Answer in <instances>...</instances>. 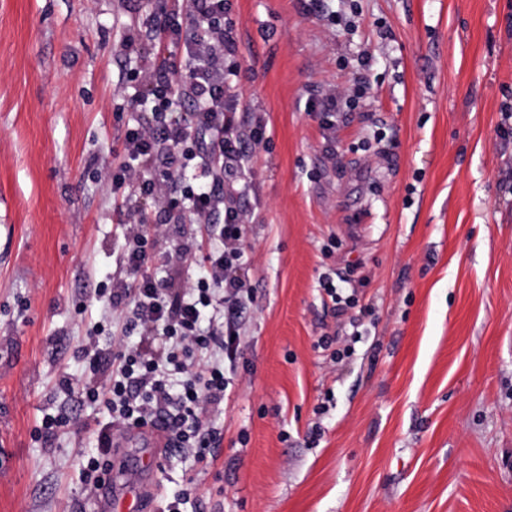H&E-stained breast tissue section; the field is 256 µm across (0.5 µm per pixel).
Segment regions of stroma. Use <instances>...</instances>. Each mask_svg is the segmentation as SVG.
<instances>
[{"label":"stroma","mask_w":512,"mask_h":512,"mask_svg":"<svg viewBox=\"0 0 512 512\" xmlns=\"http://www.w3.org/2000/svg\"><path fill=\"white\" fill-rule=\"evenodd\" d=\"M154 0H0V512H99L62 379L107 312L124 217L123 38ZM250 160L242 358L210 461L153 512H512V0H229ZM367 82L332 130L306 108ZM364 280L339 311L325 275ZM361 317L331 360L323 335Z\"/></svg>","instance_id":"35a3bbf8"}]
</instances>
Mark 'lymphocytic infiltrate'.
I'll list each match as a JSON object with an SVG mask.
<instances>
[{"label":"lymphocytic infiltrate","instance_id":"obj_1","mask_svg":"<svg viewBox=\"0 0 512 512\" xmlns=\"http://www.w3.org/2000/svg\"><path fill=\"white\" fill-rule=\"evenodd\" d=\"M158 0L147 22L160 40L180 48L165 65L135 57L131 111L147 113L124 130V160L105 179L122 195L126 216L120 265L123 278L100 286L112 309L111 356L96 341L83 349L93 377L75 389L79 403L98 404L108 422L95 431V453L85 482L99 490L112 467V432L157 425L174 448L212 457L222 430L213 415L224 401L240 353V316L253 299L248 280L252 245L245 200L253 188L245 166L249 149L263 142L261 117L241 113L224 68L235 51L225 0ZM187 100V113L174 111ZM153 207L159 220L149 222ZM188 214L202 230L187 243L171 239L173 212ZM222 214L219 228L211 218ZM160 262L163 277L151 271ZM195 264L196 274L184 270Z\"/></svg>","mask_w":512,"mask_h":512}]
</instances>
